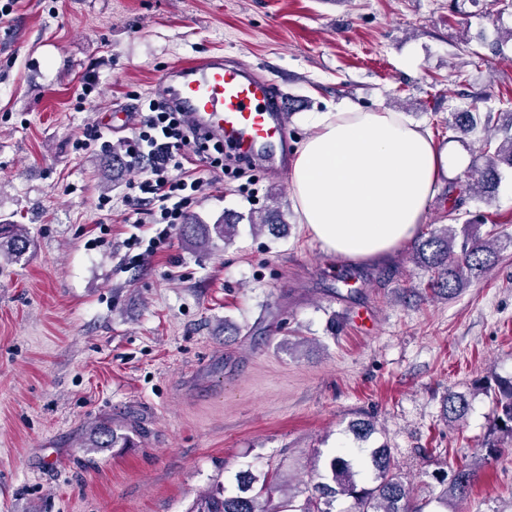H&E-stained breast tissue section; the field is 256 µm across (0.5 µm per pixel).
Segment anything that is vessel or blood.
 Instances as JSON below:
<instances>
[{
  "mask_svg": "<svg viewBox=\"0 0 512 512\" xmlns=\"http://www.w3.org/2000/svg\"><path fill=\"white\" fill-rule=\"evenodd\" d=\"M157 89L200 134L224 141L242 158H267L274 176H287L289 102L272 80L239 62L202 57L168 69Z\"/></svg>",
  "mask_w": 512,
  "mask_h": 512,
  "instance_id": "1",
  "label": "vessel or blood"
}]
</instances>
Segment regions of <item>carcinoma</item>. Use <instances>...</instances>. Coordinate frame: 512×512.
I'll return each instance as SVG.
<instances>
[{"mask_svg": "<svg viewBox=\"0 0 512 512\" xmlns=\"http://www.w3.org/2000/svg\"><path fill=\"white\" fill-rule=\"evenodd\" d=\"M490 95L481 96L470 102H461L448 112V128L464 134H473L478 128L489 127L508 117L501 124V139L492 144V139L484 138L480 153L483 164L473 167L467 180L448 187V219L458 221L463 216L462 207L472 197L490 201L498 186L499 165L512 167V113L496 111ZM131 163L122 153L114 151L104 157L98 169L99 182L107 187L120 180ZM281 217L277 209H267L250 215L253 228H275ZM235 231L233 224L209 226L194 220L181 225V234L195 248H207L213 237L230 239ZM28 231L22 224H0V258L9 263L21 257L28 249ZM498 241L475 235L456 233L450 224H441L421 238L413 253L414 262L429 274L428 286L440 294L456 293L474 279L483 277L498 260ZM492 399L495 415L492 421V437L485 443L486 456L497 454L504 441H512V377L496 379ZM469 403L466 396L448 392L443 409L447 419H461ZM130 438L117 430L101 426L99 435L90 440L92 448H127ZM370 468L373 486L358 485L355 461L343 455H336L330 461L331 482H320L314 493L303 503L288 505L289 512H333L332 506L337 495L351 498L354 512H415L411 508L412 489L402 479L388 449L375 448L370 454ZM474 480V472L467 464L453 471L444 489L441 502L449 507L448 512H456L455 501L464 497ZM256 478L250 472L239 476V492L225 495L221 492L208 493L197 500L193 512H281L280 506L273 503L279 485L273 479L266 480L258 492H253Z\"/></svg>", "mask_w": 512, "mask_h": 512, "instance_id": "cac0c4a2", "label": "carcinoma"}]
</instances>
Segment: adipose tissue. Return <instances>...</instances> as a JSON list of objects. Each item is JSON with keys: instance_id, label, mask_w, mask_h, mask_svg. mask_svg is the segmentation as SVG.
<instances>
[{"instance_id": "ef3b65f1", "label": "adipose tissue", "mask_w": 512, "mask_h": 512, "mask_svg": "<svg viewBox=\"0 0 512 512\" xmlns=\"http://www.w3.org/2000/svg\"><path fill=\"white\" fill-rule=\"evenodd\" d=\"M311 128L294 151L296 211L327 252L352 261L391 259L444 181L470 165L460 145L435 142L399 112L346 106Z\"/></svg>"}]
</instances>
